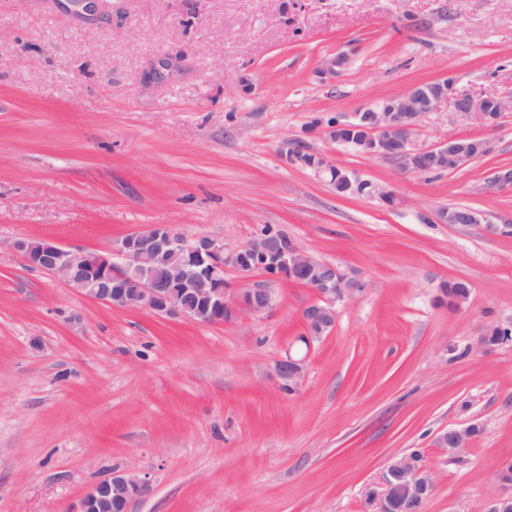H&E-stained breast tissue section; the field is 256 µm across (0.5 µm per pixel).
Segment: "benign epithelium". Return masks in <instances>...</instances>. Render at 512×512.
Returning <instances> with one entry per match:
<instances>
[{
	"instance_id": "obj_1",
	"label": "benign epithelium",
	"mask_w": 512,
	"mask_h": 512,
	"mask_svg": "<svg viewBox=\"0 0 512 512\" xmlns=\"http://www.w3.org/2000/svg\"><path fill=\"white\" fill-rule=\"evenodd\" d=\"M350 55L340 52L322 66L323 76L339 75ZM448 105L460 118L495 130L512 113V94H473L458 88L448 75L412 85L405 93L386 97L371 107L354 112L345 122L337 121L321 131L312 128L305 136L289 140L283 151L287 160L310 169L317 177L331 168L327 158L311 146L308 137L322 134L344 144L343 132L358 130V152L393 162L406 174L420 175L436 167L454 171L471 160L462 145L464 137L450 135L431 147H418L413 134L428 112ZM349 186H359V196L387 206L398 202L396 193L355 174L343 175ZM436 222L475 227L488 236L512 234V224L494 222L483 211L441 209ZM13 247L28 266L62 279L84 296L112 307L142 309L166 317L188 318L203 324H222L243 313L259 315L274 305L270 288H254L234 298L224 280L232 268L241 274L258 267L275 279L302 282L314 290L318 301L302 312L310 344L328 334L336 323V302L354 291L355 282L334 265L312 258L299 244L271 230L245 246H234L220 236L188 240L168 224H152L143 231L112 241L106 253L75 252L49 239L21 238ZM302 378L301 362L291 357L280 362V389L294 391ZM481 431L477 424L442 433L438 446L455 455L469 447ZM377 512H423L435 488L432 470L417 451L404 454L387 466ZM151 482L135 472H115L96 483L79 501L76 512H130L131 506L151 496Z\"/></svg>"
}]
</instances>
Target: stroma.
<instances>
[{
	"label": "stroma",
	"instance_id": "obj_1",
	"mask_svg": "<svg viewBox=\"0 0 512 512\" xmlns=\"http://www.w3.org/2000/svg\"><path fill=\"white\" fill-rule=\"evenodd\" d=\"M0 0V512H73L115 472L146 476L131 512H375L396 457L420 450L436 488L423 512H481L512 463V235L438 224L472 207L512 218V115L492 132L423 116L430 146L461 135L488 154L406 175L323 138L331 164L398 205L336 194L282 143L452 75L512 91V0ZM349 52L339 75L325 59ZM168 224L234 245L279 230L360 288L333 331L300 342L316 295L263 272L264 314L207 325L93 301L23 264L14 240L102 252ZM468 284L448 307L441 286ZM301 360L291 393L277 365ZM471 424L448 455L439 434ZM343 178L345 180V183L348 184L350 187H361V191L357 196L371 200H378L387 206H393L398 202V197L396 193L393 190L388 189L387 187L381 186L368 179H363L358 175L349 174L346 171L345 174L343 175Z\"/></svg>",
	"mask_w": 512,
	"mask_h": 512
}]
</instances>
